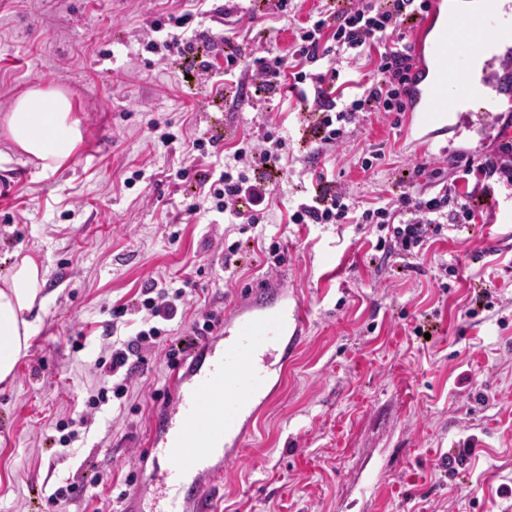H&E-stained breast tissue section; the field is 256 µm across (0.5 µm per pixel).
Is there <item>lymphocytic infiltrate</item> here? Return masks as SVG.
<instances>
[{
    "instance_id": "obj_1",
    "label": "lymphocytic infiltrate",
    "mask_w": 512,
    "mask_h": 512,
    "mask_svg": "<svg viewBox=\"0 0 512 512\" xmlns=\"http://www.w3.org/2000/svg\"><path fill=\"white\" fill-rule=\"evenodd\" d=\"M192 12L173 17V33L163 42H151V49L177 51L185 60L197 62L202 77L210 81L216 95L225 89H243L247 83L277 92L289 84L309 115L308 129L315 158L343 145L348 130L364 112H404L408 109L414 59L405 43L411 23L423 18L431 0H350L337 9L334 0H322L323 7L307 26L295 34L287 54L269 53L260 58L257 69L242 73L241 60L250 48L238 32L225 33L224 70L199 60L196 36L182 35L181 29L193 15H205L209 0H190ZM376 58L375 75L368 81L351 80L352 64ZM352 93H344V85ZM288 143L272 124L242 136L232 153L225 155L221 171L178 169L177 180L194 177L198 188L184 211L190 215L216 211L225 223L259 226L265 220L275 189L262 177L266 169L286 170ZM426 164L413 165L411 173L399 180L398 193L377 197L360 207L335 177L318 173L315 183L304 190L289 217L293 224H373L382 235L376 243L384 255H422L429 242L445 230L474 223L484 198L493 196L500 183L512 184V142L503 141L479 161H466L449 182L435 194L416 190L417 178ZM475 182L476 192L462 194L460 183ZM190 280L174 285L167 279L151 280L132 306H117L103 330L101 351L93 366L104 371L99 384L85 400L78 418L55 425L60 446L71 447L80 438L90 415L101 411L110 400L125 401L134 376L143 363L144 351L162 354L168 367H178L191 349L220 328L223 318L215 309L198 308L189 323L178 326V336L165 340V323L176 321L180 307L187 304ZM138 320L130 331L120 333L119 321L127 312Z\"/></svg>"
}]
</instances>
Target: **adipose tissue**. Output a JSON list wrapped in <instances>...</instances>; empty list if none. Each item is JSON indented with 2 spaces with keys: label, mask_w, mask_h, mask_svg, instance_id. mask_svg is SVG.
Listing matches in <instances>:
<instances>
[{
  "label": "adipose tissue",
  "mask_w": 512,
  "mask_h": 512,
  "mask_svg": "<svg viewBox=\"0 0 512 512\" xmlns=\"http://www.w3.org/2000/svg\"><path fill=\"white\" fill-rule=\"evenodd\" d=\"M72 110V100L61 88L24 90L0 119V133L12 147L11 153H0V162H10L17 153L42 173L60 169L83 140L81 124ZM45 283L42 264L18 252L7 273L0 276V384L11 383L18 361L30 347L38 327L36 315L50 302Z\"/></svg>",
  "instance_id": "obj_1"
}]
</instances>
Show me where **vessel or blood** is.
Segmentation results:
<instances>
[{
    "label": "vessel or blood",
    "instance_id": "vessel-or-blood-1",
    "mask_svg": "<svg viewBox=\"0 0 512 512\" xmlns=\"http://www.w3.org/2000/svg\"><path fill=\"white\" fill-rule=\"evenodd\" d=\"M414 54L410 123L422 141L461 137L466 124L448 115L470 105L485 115L512 111V84L501 75L512 67V0H433L416 23ZM307 324L298 299L270 289L251 296L217 337L193 350L173 377V405L152 419L153 443L166 463L146 470L145 484L161 490L162 512H215L210 488L225 463L241 457Z\"/></svg>",
    "mask_w": 512,
    "mask_h": 512
}]
</instances>
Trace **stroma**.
<instances>
[{"label":"stroma","instance_id":"35a3bbf8","mask_svg":"<svg viewBox=\"0 0 512 512\" xmlns=\"http://www.w3.org/2000/svg\"><path fill=\"white\" fill-rule=\"evenodd\" d=\"M317 5L292 0L281 17L265 0H237L235 15L239 29L264 31L266 47L284 52ZM183 10L184 0H0V115L29 86H57L83 132L54 174L19 157L0 164V179L22 176L0 205V274L14 252L38 256L52 296L13 384L0 388V512H47L44 496L59 482L101 470L111 482L62 509L94 512L112 506L128 474L160 462L151 422L163 404L152 393L170 388L174 373L159 357L120 415L96 414L74 448L48 435L58 419L77 417L99 382L89 365L112 307L148 280L183 275L194 308L222 310L278 283L310 316L277 395L213 487L218 512H512V195L491 199L474 224L418 258L381 257L373 224L289 223L310 179L297 98L252 87L219 98L181 55L149 49L152 21ZM266 120L288 140L265 231L286 261L272 274L257 229L183 213L193 185L165 173L189 157L183 142L163 146L152 131L167 123L175 134L217 135L227 150ZM506 121L499 115L448 152L368 113L325 165L365 204L431 157L440 176L417 181L429 191L455 163L495 149ZM372 151L384 158L363 171L358 159ZM235 241L241 267L228 282L213 258ZM483 293L491 308L468 318ZM469 444L467 464L449 472V454Z\"/></svg>","mask_w":512,"mask_h":512}]
</instances>
